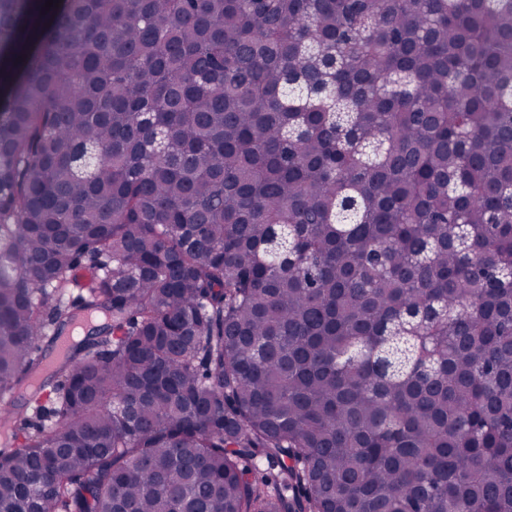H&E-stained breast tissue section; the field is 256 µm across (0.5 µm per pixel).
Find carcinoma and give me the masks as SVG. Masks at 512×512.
<instances>
[{
  "label": "carcinoma",
  "instance_id": "obj_1",
  "mask_svg": "<svg viewBox=\"0 0 512 512\" xmlns=\"http://www.w3.org/2000/svg\"><path fill=\"white\" fill-rule=\"evenodd\" d=\"M45 2L0 0V512H512V0Z\"/></svg>",
  "mask_w": 512,
  "mask_h": 512
}]
</instances>
